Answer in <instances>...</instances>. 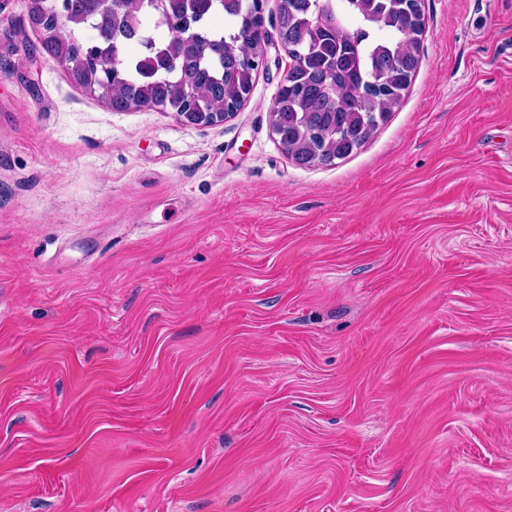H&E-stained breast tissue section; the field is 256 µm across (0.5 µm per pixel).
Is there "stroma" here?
<instances>
[{"instance_id":"obj_1","label":"stroma","mask_w":512,"mask_h":512,"mask_svg":"<svg viewBox=\"0 0 512 512\" xmlns=\"http://www.w3.org/2000/svg\"><path fill=\"white\" fill-rule=\"evenodd\" d=\"M112 111L0 0V512H512V0H423L368 143Z\"/></svg>"}]
</instances>
